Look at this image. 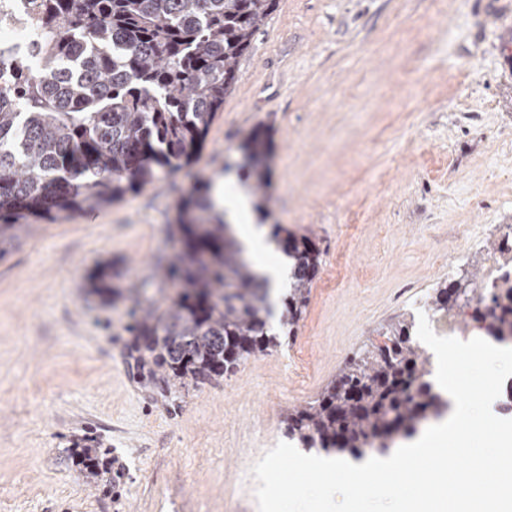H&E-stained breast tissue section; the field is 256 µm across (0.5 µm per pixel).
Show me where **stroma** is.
I'll return each mask as SVG.
<instances>
[{"label": "stroma", "mask_w": 512, "mask_h": 512, "mask_svg": "<svg viewBox=\"0 0 512 512\" xmlns=\"http://www.w3.org/2000/svg\"><path fill=\"white\" fill-rule=\"evenodd\" d=\"M239 73L172 184L35 220L0 259V512H258L250 469L289 409L432 289L483 281L512 232V0H277ZM260 124L270 223L323 249L308 305L281 346L161 396L128 354L127 301L100 305L87 278L107 264L158 297L177 188L228 162L244 182ZM86 447L99 476L75 465Z\"/></svg>", "instance_id": "1"}]
</instances>
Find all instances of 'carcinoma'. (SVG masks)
<instances>
[{
	"mask_svg": "<svg viewBox=\"0 0 512 512\" xmlns=\"http://www.w3.org/2000/svg\"><path fill=\"white\" fill-rule=\"evenodd\" d=\"M277 0H36L34 61L0 50V259L26 232L20 216L51 219L102 208L190 166L239 80V60ZM268 131L244 134L239 151L258 159L248 177L256 211L272 196ZM178 245L157 262L165 305L135 299L125 326L138 375L168 396L231 374L294 334L320 265L307 235L271 225L269 242L291 260L272 332L270 279L245 257L231 225L213 211L209 186L174 203ZM102 304L119 289L104 266L88 278ZM484 295L435 288L426 310L446 317ZM490 332L512 342V283L493 294ZM398 315L389 343L354 355L312 403L288 412L285 433L300 447L360 459L385 453L447 405L430 379L429 356Z\"/></svg>",
	"mask_w": 512,
	"mask_h": 512,
	"instance_id": "cac0c4a2",
	"label": "carcinoma"
}]
</instances>
